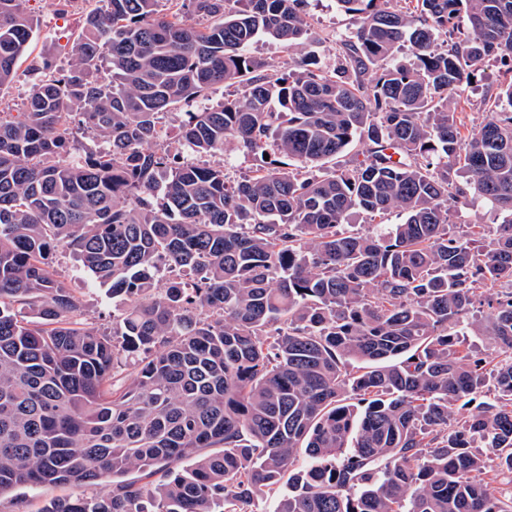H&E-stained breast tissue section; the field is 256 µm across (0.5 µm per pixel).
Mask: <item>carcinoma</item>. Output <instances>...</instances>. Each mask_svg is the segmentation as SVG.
Masks as SVG:
<instances>
[{"instance_id": "cac0c4a2", "label": "carcinoma", "mask_w": 512, "mask_h": 512, "mask_svg": "<svg viewBox=\"0 0 512 512\" xmlns=\"http://www.w3.org/2000/svg\"><path fill=\"white\" fill-rule=\"evenodd\" d=\"M24 2L0 0V87ZM97 2L68 67L0 115V496L253 512L286 485L275 512H512L474 448L512 482V0H338L357 28L328 63L298 55L306 0ZM260 35L278 65L245 53ZM491 59L504 80L469 130L452 94ZM219 84L233 98L169 138L163 116ZM229 140L250 176L201 160ZM471 196L506 219L451 223ZM60 249L123 304L112 329ZM54 267L57 272L68 280L71 288L79 298L89 322L96 325L112 326V296L105 291L92 287L89 277L81 270L79 264L68 254L57 252L54 255ZM76 489L63 486H43L40 489H17L0 498V512H37L51 500L66 496Z\"/></svg>"}]
</instances>
